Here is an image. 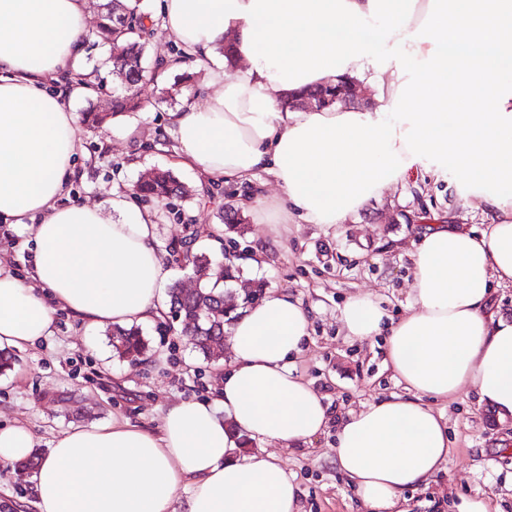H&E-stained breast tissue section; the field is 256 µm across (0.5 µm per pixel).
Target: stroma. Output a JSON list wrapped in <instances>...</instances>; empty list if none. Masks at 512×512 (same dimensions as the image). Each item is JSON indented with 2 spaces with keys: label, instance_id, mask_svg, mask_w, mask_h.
Here are the masks:
<instances>
[{
  "label": "stroma",
  "instance_id": "stroma-1",
  "mask_svg": "<svg viewBox=\"0 0 512 512\" xmlns=\"http://www.w3.org/2000/svg\"><path fill=\"white\" fill-rule=\"evenodd\" d=\"M106 58L103 48L85 54L86 70L103 79L108 91L77 98L73 108L81 113L93 107L106 112L108 119L98 129L76 127L77 172L70 197L103 203L118 191L130 208L141 209L145 203L130 194V187L150 169H172L191 194L157 208L156 244L166 258L191 230L220 223L223 210L238 205L242 193L228 186L223 195L208 197L193 173L177 165L173 153L168 113L203 104L209 76L197 71L186 85L173 71L146 81L140 89L144 109L115 116L111 92L121 83ZM466 190L454 167L433 173L421 161L404 181L372 199L347 224L244 220V233L234 245L237 253L248 257L263 240L280 242L263 265H246L245 274L286 291L308 309L309 343L294 366L324 396L333 414L402 393V385L383 363L382 341H348L341 311L349 298L372 293L391 317H398L409 295L413 225L445 218L479 231L489 223L483 203L466 197ZM142 330L150 350L143 362L132 364L114 357L107 327L90 328L59 315L53 334L17 350L14 368L0 374V425H28L36 453L43 456L52 439L71 426L126 418L154 427L167 404L213 396L214 366L194 351L178 322L167 316L144 324ZM443 409L448 419V470L430 486L406 490L412 512H458L463 498L476 494L491 496L500 512H512V417L499 420L478 403L470 388ZM276 454L300 486L303 512H361L355 488L336 466L331 433L277 449Z\"/></svg>",
  "mask_w": 512,
  "mask_h": 512
}]
</instances>
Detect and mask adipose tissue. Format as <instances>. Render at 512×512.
<instances>
[{"mask_svg":"<svg viewBox=\"0 0 512 512\" xmlns=\"http://www.w3.org/2000/svg\"><path fill=\"white\" fill-rule=\"evenodd\" d=\"M183 50L158 72H209L204 105L170 113L178 163L200 187L265 173L280 188L240 203L260 224L345 223L404 180L415 163L453 165L494 213L481 232L431 224L413 254L409 301L391 319L370 296L345 304V336L382 338L406 393L332 417L292 363L309 313L270 289L229 328L231 358L209 400L161 410L158 426L72 427L32 475L36 512H301V490L277 458L242 456L246 441L288 448L335 431L336 465L365 512H408L407 489L448 468V427L433 401L474 388L512 416V0H159ZM90 0H0V224L25 225L36 250L24 271L0 260V348L52 335L58 314L91 326L161 316L169 272L153 213L70 202L76 170L73 98ZM232 43L225 75L217 47ZM380 67L377 112L280 111L281 100ZM481 99L484 111L467 105ZM427 111H415L417 102ZM24 425L0 426V465L31 456Z\"/></svg>","mask_w":512,"mask_h":512,"instance_id":"1","label":"adipose tissue"}]
</instances>
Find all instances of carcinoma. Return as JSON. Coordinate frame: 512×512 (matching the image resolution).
Returning a JSON list of instances; mask_svg holds the SVG:
<instances>
[{"label":"carcinoma","instance_id":"1","mask_svg":"<svg viewBox=\"0 0 512 512\" xmlns=\"http://www.w3.org/2000/svg\"><path fill=\"white\" fill-rule=\"evenodd\" d=\"M148 17L141 0H135L134 7L126 15L104 13L94 34V44L109 51L108 61L112 63V69H121L126 75L125 87L112 95V111L115 113L137 112L143 108L138 89L147 73L143 61L145 36L151 33V27L145 24ZM135 191L142 200L157 204L188 194L186 187L171 171L161 169L152 170L141 177L135 184ZM221 220L225 237L242 233L241 221L235 210L225 211ZM173 256L176 263L190 268L199 286L185 291L177 283L171 285L168 289L169 309L179 313V324L193 348L204 360L216 362L223 358L225 327L256 301L264 283L260 280L254 282L251 298L230 288L217 292L210 288L212 280L230 284L243 277V266L237 263L240 256L226 254L224 260L220 261L194 245L173 253ZM112 348L119 359L136 364L149 351V341L138 327L115 326L112 328Z\"/></svg>","mask_w":512,"mask_h":512}]
</instances>
